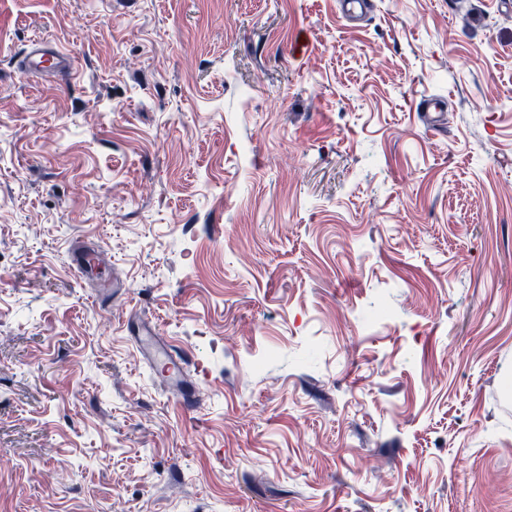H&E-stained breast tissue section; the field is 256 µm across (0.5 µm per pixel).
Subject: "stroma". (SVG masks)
Masks as SVG:
<instances>
[{"mask_svg":"<svg viewBox=\"0 0 512 512\" xmlns=\"http://www.w3.org/2000/svg\"><path fill=\"white\" fill-rule=\"evenodd\" d=\"M470 3L0 0V512H512V0ZM16 69L26 77H66L74 69L71 53L64 50L54 39L36 37L16 59ZM71 256L73 266L81 275H85L103 263V256L98 250H87L80 246L72 248ZM156 324L152 322L143 323L138 329L137 343L139 349H147L151 353L148 360L149 367L156 374L159 372H171V376L179 377L189 360L183 353H179L171 341H167L158 335ZM195 379L188 382L185 387L186 393L182 399V405L187 411H196L201 404V396L200 393L202 391V385L206 378V370L204 367L196 363L194 366Z\"/></svg>","mask_w":512,"mask_h":512,"instance_id":"obj_1","label":"stroma"}]
</instances>
